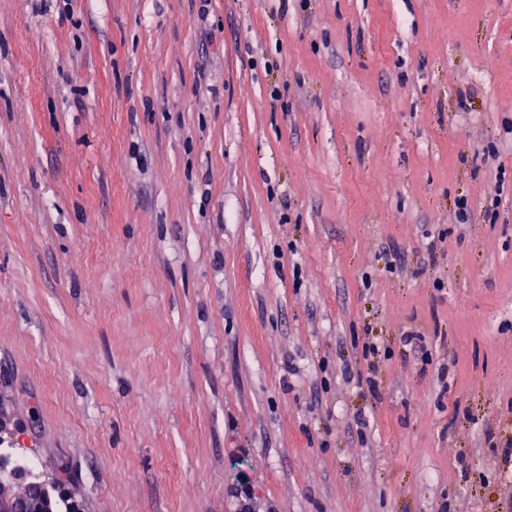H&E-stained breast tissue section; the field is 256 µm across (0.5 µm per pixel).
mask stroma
<instances>
[{
	"mask_svg": "<svg viewBox=\"0 0 512 512\" xmlns=\"http://www.w3.org/2000/svg\"><path fill=\"white\" fill-rule=\"evenodd\" d=\"M0 372L88 512H512V0H0ZM230 495L235 499L237 512H256L252 482L249 476H243L231 489Z\"/></svg>",
	"mask_w": 512,
	"mask_h": 512,
	"instance_id": "obj_1",
	"label": "stroma"
}]
</instances>
